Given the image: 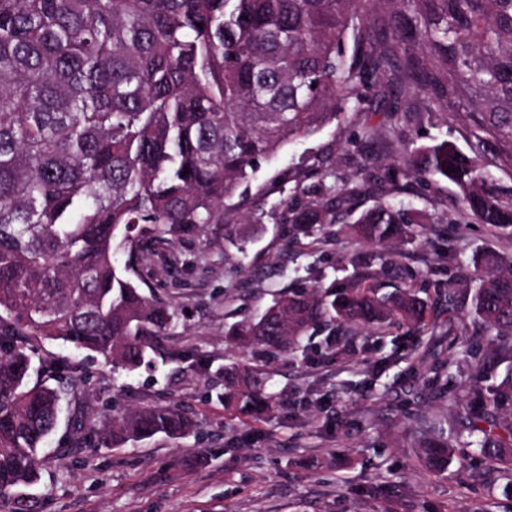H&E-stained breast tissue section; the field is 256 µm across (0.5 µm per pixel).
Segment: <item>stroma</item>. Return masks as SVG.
I'll return each instance as SVG.
<instances>
[{"mask_svg":"<svg viewBox=\"0 0 512 512\" xmlns=\"http://www.w3.org/2000/svg\"><path fill=\"white\" fill-rule=\"evenodd\" d=\"M391 123L390 113L366 108L288 145L228 201L223 223L182 233L140 260L137 275L150 283L178 264L177 285L165 291L178 320L158 338L152 366L116 372L91 352L29 342L31 383L47 381L42 361L62 358L89 380L87 392L63 401L41 452L40 512H512V465L484 458L454 421L476 361H485L489 384L512 371V350L473 314L469 295L485 255L512 267V235L467 215L447 180L412 175L401 179L398 198L430 222L416 242L393 246L390 268L377 246L356 241L345 225H331L319 241L294 239L270 212L277 188L317 194L325 169L346 182L362 164L374 168L465 134L462 117L440 112L417 111L395 136ZM367 126L386 134L362 145ZM258 209L266 212L261 223L241 221ZM364 272L434 302L425 331L355 327L341 346L322 332L294 354L249 348L274 410L253 417L218 401L221 369L236 353L227 334L233 323L260 313L274 295L341 286ZM172 403L198 423L200 436L96 448L69 422L77 406L97 429L123 410ZM439 433L455 453L436 475L421 467L417 448Z\"/></svg>","mask_w":512,"mask_h":512,"instance_id":"obj_1","label":"stroma"}]
</instances>
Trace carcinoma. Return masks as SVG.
Here are the masks:
<instances>
[{
    "label": "carcinoma",
    "mask_w": 512,
    "mask_h": 512,
    "mask_svg": "<svg viewBox=\"0 0 512 512\" xmlns=\"http://www.w3.org/2000/svg\"><path fill=\"white\" fill-rule=\"evenodd\" d=\"M380 12L394 26L386 44L369 36ZM368 86L395 128L406 120L399 99L467 117V149L443 140L374 170L377 197L364 209L356 188L334 183L283 197L280 223L296 237L347 224L362 242L413 243L428 217L393 198L411 174L448 180L469 215L512 234V197L495 177L512 175V0H0V507L34 512L62 402L61 387L29 384L32 356L18 337L91 351L128 373L150 364L176 314L133 280L134 259L224 223V200L261 162L361 111ZM474 282V314L512 337V268L487 263ZM431 312L414 288L356 278L275 299L228 335L291 352L319 328L419 332ZM62 367L66 387L83 390L78 367L44 365ZM223 377L224 402L239 413L271 406L249 362ZM483 381L475 368L458 423L500 460L512 448V373ZM196 430L178 404L143 406L112 417L95 444ZM451 455L441 435L418 451L431 473Z\"/></svg>",
    "instance_id": "1"
}]
</instances>
